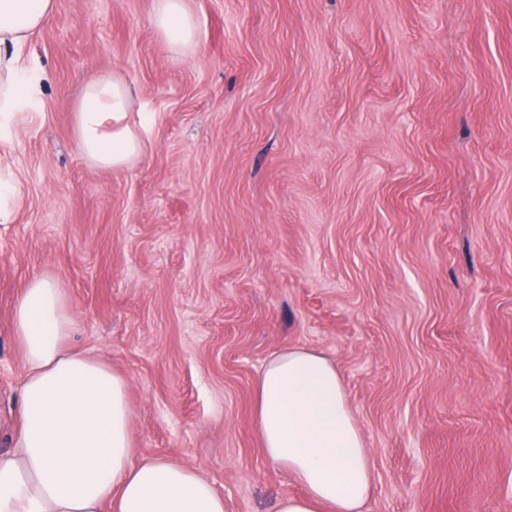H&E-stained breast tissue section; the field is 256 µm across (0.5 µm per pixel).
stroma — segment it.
I'll use <instances>...</instances> for the list:
<instances>
[{"label": "stroma", "instance_id": "35a3bbf8", "mask_svg": "<svg viewBox=\"0 0 512 512\" xmlns=\"http://www.w3.org/2000/svg\"><path fill=\"white\" fill-rule=\"evenodd\" d=\"M57 0L0 118V418L9 313L65 288L79 349L124 374L139 455L196 468L224 512L298 493L264 455L273 355L336 365L369 451L364 512H512V0ZM134 94L146 150L91 167L86 78ZM151 22L172 53L189 56L197 49L196 22L186 0H153Z\"/></svg>", "mask_w": 512, "mask_h": 512}]
</instances>
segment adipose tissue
Returning <instances> with one entry per match:
<instances>
[{"mask_svg": "<svg viewBox=\"0 0 512 512\" xmlns=\"http://www.w3.org/2000/svg\"><path fill=\"white\" fill-rule=\"evenodd\" d=\"M55 9L56 0H0V112L32 95L18 53ZM151 22L172 53L197 49L187 0H153ZM133 105L125 80H86L74 136L90 166L119 170L143 154ZM75 328L66 290L32 276L11 311L23 377L10 445L0 448V512H224L223 496L196 469L137 457L129 382L73 348ZM254 424L265 456L301 488L276 512H364L370 457L333 362L310 349L274 356L258 380Z\"/></svg>", "mask_w": 512, "mask_h": 512, "instance_id": "ef3b65f1", "label": "adipose tissue"}]
</instances>
